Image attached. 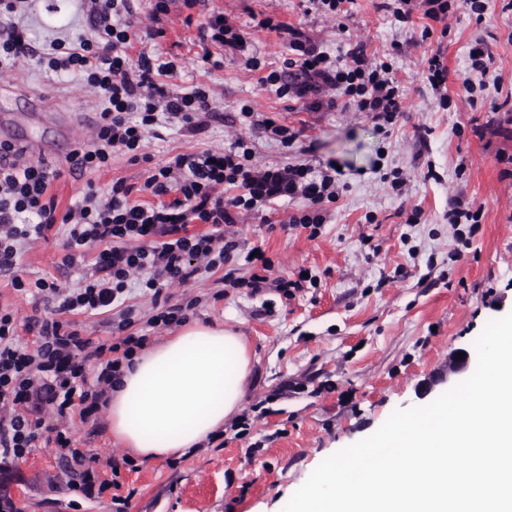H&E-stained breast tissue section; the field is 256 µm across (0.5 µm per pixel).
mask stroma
Segmentation results:
<instances>
[{"mask_svg":"<svg viewBox=\"0 0 512 512\" xmlns=\"http://www.w3.org/2000/svg\"><path fill=\"white\" fill-rule=\"evenodd\" d=\"M385 3L354 0L343 36L334 19L305 14L304 0H204L191 9L184 0H169L164 13L156 11V0H132L133 52L173 63L177 90L207 89L222 117L194 137L171 128L148 138L149 162L117 154L108 167L83 175L69 173L67 155L89 139L100 108L84 83L32 63L0 75V84L13 87L0 95V125L63 148L49 159L61 171L50 193L62 212L88 186L104 194L118 180L133 185L132 201L152 202L142 190L150 165L222 148L239 136L259 167L304 159L318 169H340L339 196L326 204L316 237L287 226L302 207L298 200L268 203L235 227L240 245L261 247L275 274L305 269L316 287L288 297L273 288L224 287L207 274L169 288L172 302L200 299L196 321L245 337L252 363L239 413L258 409L264 416L242 436L225 427L223 446L122 470L124 489L135 492L130 512H282L324 459L372 434L394 410L428 404L447 391L449 354L472 349L488 321L512 313V12L491 0L480 22L461 10L446 24L417 13L402 23ZM214 11L247 33L248 52L206 50L198 23ZM267 16L303 27L331 56L344 58L350 42L361 41L377 61L390 63L405 94L394 128L380 130L367 113L350 109L313 111L262 84V76L282 70L291 56L286 36L259 27ZM17 21L40 47L91 32L78 0H32ZM479 40L494 55L485 76L501 88L494 104L471 102L461 84ZM435 49L447 68L451 103L445 109L422 78ZM207 52L221 67L203 62ZM252 53L259 67L249 64ZM244 107L294 129L297 142L286 148L268 139L241 115ZM431 166L439 180L426 178ZM396 177L405 181L398 192L391 188ZM454 198L482 208L480 224H450ZM62 241L51 231L28 245L18 260L22 278L77 287L97 250L89 248L79 267L65 269ZM45 426L67 430L97 457L103 479L111 475L107 461L127 453L105 420L75 413L62 423L46 417ZM68 481L54 448L41 441L0 470V498L25 512H110L111 492L87 498Z\"/></svg>","mask_w":512,"mask_h":512,"instance_id":"35a3bbf8","label":"stroma"}]
</instances>
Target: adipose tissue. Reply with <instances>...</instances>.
<instances>
[{"mask_svg":"<svg viewBox=\"0 0 512 512\" xmlns=\"http://www.w3.org/2000/svg\"><path fill=\"white\" fill-rule=\"evenodd\" d=\"M250 362L235 331L186 325L124 368L107 401L112 436L147 462L198 447L238 412Z\"/></svg>","mask_w":512,"mask_h":512,"instance_id":"1","label":"adipose tissue"}]
</instances>
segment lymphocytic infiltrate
Instances as JSON below:
<instances>
[{
    "instance_id": "obj_1",
    "label": "lymphocytic infiltrate",
    "mask_w": 512,
    "mask_h": 512,
    "mask_svg": "<svg viewBox=\"0 0 512 512\" xmlns=\"http://www.w3.org/2000/svg\"><path fill=\"white\" fill-rule=\"evenodd\" d=\"M93 23V36L77 35L42 49L34 45L23 26L9 22V15L24 10L27 0H0V68L33 59L49 73L79 75L100 100V111L92 128L90 148L74 151L72 171L94 172L108 167L114 154L138 161L148 136L161 127L181 125L193 134L205 133L219 114L209 93L198 87L188 93L172 89L167 77L174 68L156 62L148 53H129L138 34L130 19L131 0H86ZM489 0H397L394 14L408 19L413 11L440 22L458 10L483 20ZM260 28L287 35L293 52L286 62L293 79L271 71L262 84L276 87L279 96L301 100L312 98L320 108L318 94L331 90L344 97L358 112L372 115L379 128L394 125L401 117L402 92L388 63H371L363 47L348 50L338 61L320 50L302 30L267 17ZM13 161L0 167V271L11 274L17 291L53 305L55 317L33 319L19 325L12 310L0 309V463L24 458L39 440L45 416L66 419L73 409L91 418L104 408L103 396L120 374L122 363L131 362L145 337L129 334L131 306L128 288L139 285L151 293L156 309L150 323L169 327L185 323L199 305L198 299L170 303L164 290L173 284L190 283L200 275L223 270L231 287L241 285L283 293L301 291L305 276L270 277L265 255L242 252L237 241L225 238L224 227L236 223L240 213L256 211L278 199L302 200L304 209L289 219L291 227L318 235L326 221L323 205L335 199L336 178L316 172L298 161L257 167L244 139L228 148L179 154L151 170L144 190L156 196L153 204L133 202V188L113 183L106 195L88 188L82 199L57 214L50 194L59 169L47 164L25 163L21 149ZM236 195H228V188ZM68 233L62 264L77 266L87 249L97 247L93 271L75 288L40 279L26 288L15 268L21 246L44 238L55 224ZM253 268L249 278L234 276L238 262ZM116 312L117 337L111 345H94L68 322V315ZM33 332L34 340L20 342L18 328ZM99 360L95 385H88L85 365ZM57 452L70 469L72 488L84 496L112 491V512H129V497L120 495V466L110 462L111 480H98L93 460L77 448L68 432L55 435Z\"/></svg>"
}]
</instances>
